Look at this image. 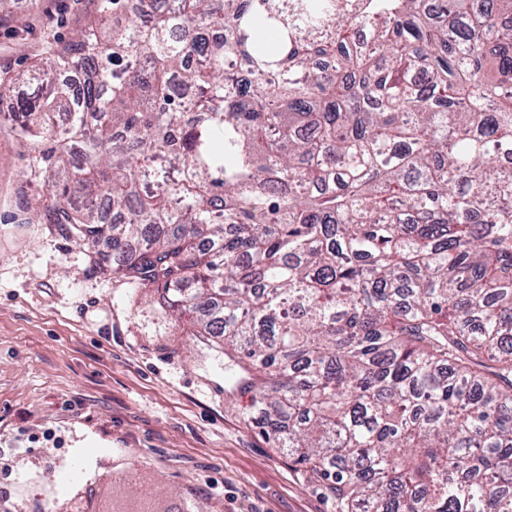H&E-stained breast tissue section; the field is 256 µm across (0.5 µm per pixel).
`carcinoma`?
<instances>
[{
    "label": "carcinoma",
    "instance_id": "1",
    "mask_svg": "<svg viewBox=\"0 0 512 512\" xmlns=\"http://www.w3.org/2000/svg\"><path fill=\"white\" fill-rule=\"evenodd\" d=\"M2 99L336 512H512V0H94Z\"/></svg>",
    "mask_w": 512,
    "mask_h": 512
}]
</instances>
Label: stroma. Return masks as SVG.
Segmentation results:
<instances>
[{"label":"stroma","instance_id":"1","mask_svg":"<svg viewBox=\"0 0 512 512\" xmlns=\"http://www.w3.org/2000/svg\"><path fill=\"white\" fill-rule=\"evenodd\" d=\"M90 0H12L0 76L71 41ZM22 148L0 124V512H336L335 500L249 423L223 360L162 328L81 249L22 223Z\"/></svg>","mask_w":512,"mask_h":512}]
</instances>
